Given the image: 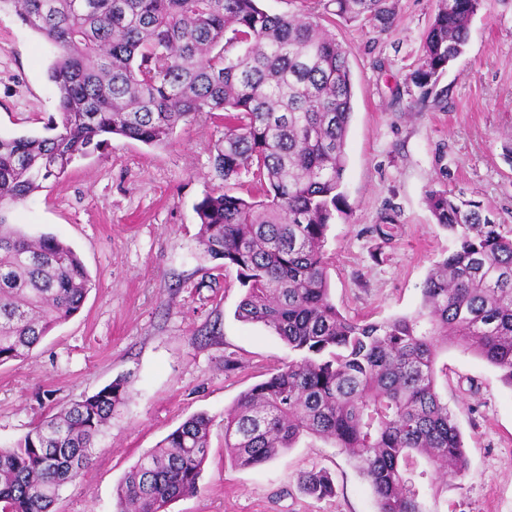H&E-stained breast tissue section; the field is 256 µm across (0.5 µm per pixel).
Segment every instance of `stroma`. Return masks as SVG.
I'll use <instances>...</instances> for the list:
<instances>
[{"instance_id": "stroma-1", "label": "stroma", "mask_w": 512, "mask_h": 512, "mask_svg": "<svg viewBox=\"0 0 512 512\" xmlns=\"http://www.w3.org/2000/svg\"><path fill=\"white\" fill-rule=\"evenodd\" d=\"M389 30L336 17L329 0H261L271 14L313 13L343 46L353 84L344 188L348 215L330 225L331 297L370 322L413 314L434 264L452 246L426 203L445 188L512 226V0H486L464 53L424 93L408 79L421 56L435 0H394ZM58 49L0 11V134L43 133L58 116L47 67ZM223 124H180L169 146L113 137L75 160L59 182L17 204L28 235H58L92 279L79 313L25 360L0 365V447L46 413L119 376L130 396L65 485L55 512H115L124 473L187 417L214 416L197 494L169 512H377L368 482L339 448L302 437L263 465L234 467L224 453V412L293 356L265 327L238 320L235 270L209 273L194 206L207 193L242 196L211 156ZM441 392L462 433L466 473L448 480L441 512H512V388L485 360L458 347L440 358ZM327 470L334 496L316 500L301 473Z\"/></svg>"}]
</instances>
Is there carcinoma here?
Instances as JSON below:
<instances>
[{"label": "carcinoma", "instance_id": "obj_1", "mask_svg": "<svg viewBox=\"0 0 512 512\" xmlns=\"http://www.w3.org/2000/svg\"><path fill=\"white\" fill-rule=\"evenodd\" d=\"M484 0H436L409 80L430 92L469 39ZM339 18L388 29L390 0H331ZM57 46L48 69L60 121L47 135H0V364L29 357L82 308L92 280L52 234L8 222L12 206L60 180L78 157L117 135L173 144L182 122L224 119L212 164L249 178L248 197L212 192L195 205L198 242L215 269L235 268L245 293L235 315L279 336L296 357L224 413V451L252 468L304 435L355 460L378 512H433L445 477L468 467L438 387L450 346L479 355L512 387V227L448 190L427 204L453 246L429 272L420 308L383 322L345 317L327 278L326 234L347 215L342 191L353 86L346 51L310 16L269 14L258 0H0ZM117 378L46 416L0 448V512H53L89 467L129 398ZM213 417L189 416L125 473L115 512H168L197 492ZM423 458L431 470L418 469ZM318 499L323 470L299 476Z\"/></svg>", "mask_w": 512, "mask_h": 512}]
</instances>
